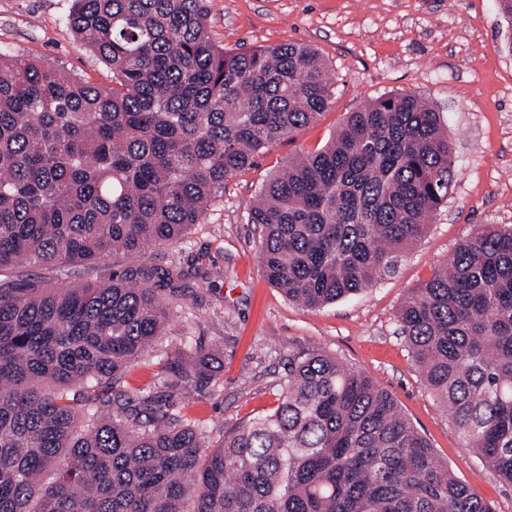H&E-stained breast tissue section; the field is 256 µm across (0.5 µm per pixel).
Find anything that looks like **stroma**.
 Returning <instances> with one entry per match:
<instances>
[{"label":"stroma","mask_w":512,"mask_h":512,"mask_svg":"<svg viewBox=\"0 0 512 512\" xmlns=\"http://www.w3.org/2000/svg\"><path fill=\"white\" fill-rule=\"evenodd\" d=\"M71 0H0V53L25 55L88 82L111 86L112 72L71 33ZM209 34L227 49L288 43L316 48L333 92L326 112L261 152L230 179L185 244L133 258L13 270L19 286L72 287L133 264L177 265L188 294L172 306L160 354L129 366L121 383L161 382L165 354L184 337L217 349L219 388L199 401L181 393L175 407L215 434L277 406L289 356L335 355L389 391L437 459L484 499L512 512V487L464 448L447 411L428 391L399 330L410 291L449 261L481 225H512V28L497 0H207ZM413 94L439 113L454 148L448 201L425 236L372 285L311 310L271 286L258 262L259 231L247 209L262 184L289 159L322 145L356 111L387 93Z\"/></svg>","instance_id":"stroma-1"}]
</instances>
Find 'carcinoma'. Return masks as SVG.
Segmentation results:
<instances>
[{"mask_svg": "<svg viewBox=\"0 0 512 512\" xmlns=\"http://www.w3.org/2000/svg\"><path fill=\"white\" fill-rule=\"evenodd\" d=\"M68 23L112 86L0 55V272L185 243L227 180L329 106L315 48L226 52L203 0H72ZM453 165L415 95L347 113L248 209L269 283L314 310L368 287L427 231ZM184 276L128 268L50 291L0 279V512H491L334 355L291 356L277 407L217 441L169 392L214 395L216 351L187 340L162 389L122 388ZM398 322L465 447L512 486V226L463 239Z\"/></svg>", "mask_w": 512, "mask_h": 512, "instance_id": "obj_1", "label": "carcinoma"}]
</instances>
